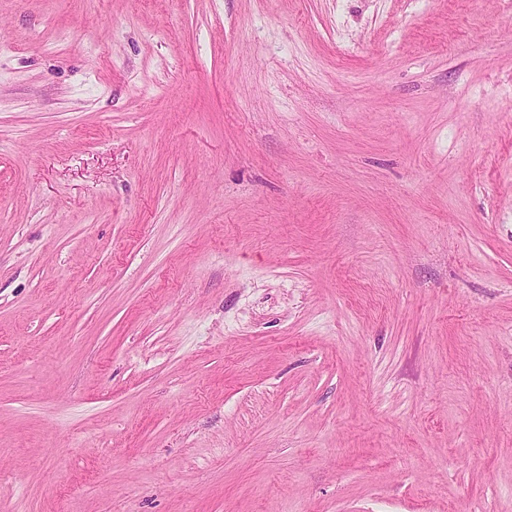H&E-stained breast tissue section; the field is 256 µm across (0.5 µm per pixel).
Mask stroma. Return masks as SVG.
<instances>
[{"label":"stroma","mask_w":512,"mask_h":512,"mask_svg":"<svg viewBox=\"0 0 512 512\" xmlns=\"http://www.w3.org/2000/svg\"><path fill=\"white\" fill-rule=\"evenodd\" d=\"M512 512V0H0V512Z\"/></svg>","instance_id":"stroma-1"}]
</instances>
